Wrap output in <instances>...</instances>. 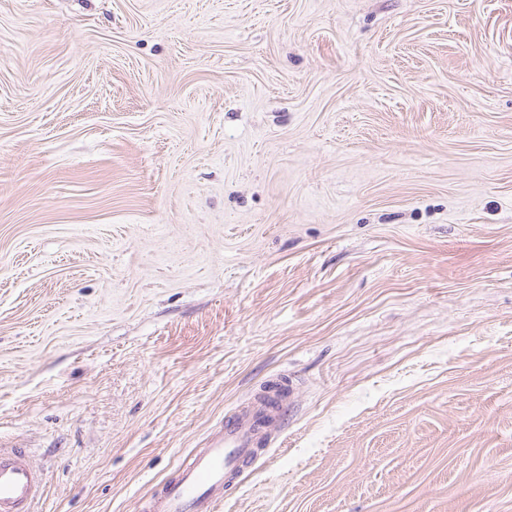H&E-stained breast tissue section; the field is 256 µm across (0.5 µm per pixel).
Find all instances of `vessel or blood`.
Here are the masks:
<instances>
[{
	"instance_id": "b4317fda",
	"label": "vessel or blood",
	"mask_w": 512,
	"mask_h": 512,
	"mask_svg": "<svg viewBox=\"0 0 512 512\" xmlns=\"http://www.w3.org/2000/svg\"><path fill=\"white\" fill-rule=\"evenodd\" d=\"M284 401L274 394L235 410L205 447L193 449L179 463L140 512H217L227 477L255 463L258 446L277 422ZM40 483L24 449L0 448V512H34Z\"/></svg>"
}]
</instances>
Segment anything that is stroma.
<instances>
[{
    "instance_id": "1",
    "label": "stroma",
    "mask_w": 512,
    "mask_h": 512,
    "mask_svg": "<svg viewBox=\"0 0 512 512\" xmlns=\"http://www.w3.org/2000/svg\"><path fill=\"white\" fill-rule=\"evenodd\" d=\"M512 512V0H0V444L138 512ZM284 402L283 394L273 393L235 410L205 448H194L179 463L140 512H216L227 477L255 463L258 445L278 421Z\"/></svg>"
}]
</instances>
